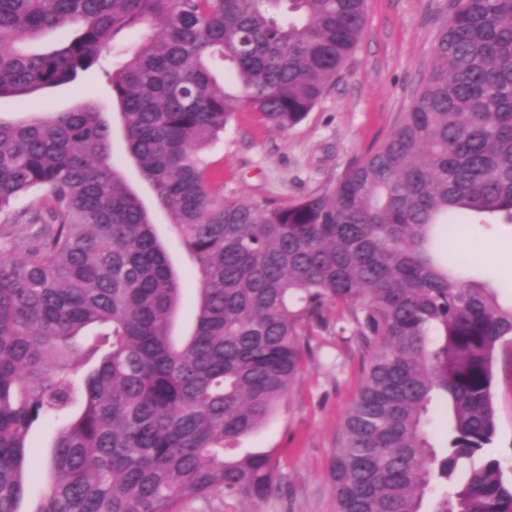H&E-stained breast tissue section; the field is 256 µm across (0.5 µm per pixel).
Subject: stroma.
<instances>
[{"instance_id":"stroma-1","label":"stroma","mask_w":512,"mask_h":512,"mask_svg":"<svg viewBox=\"0 0 512 512\" xmlns=\"http://www.w3.org/2000/svg\"><path fill=\"white\" fill-rule=\"evenodd\" d=\"M446 0H367L366 24L359 43L335 84L298 125L271 130L259 114L238 113L205 158L225 196H245L291 204L309 192L336 182L393 130L422 83ZM94 96L111 100L103 71L82 74L70 83L26 101L0 103V117L16 119L29 112H66ZM124 175L149 209L173 265L182 275L191 267L180 243L169 232L170 219L160 209L150 186L131 164ZM466 243L478 246L482 258L471 277L498 284L499 300L512 303V224H474ZM362 373L357 354L335 337L320 340L314 358L290 394L265 425L244 439L247 448L274 449L279 461L278 495L256 503L212 493L182 505V512H336L330 463L341 439V418L355 399ZM493 400L496 436L486 449L512 478V350L498 349L494 362ZM54 425H38L30 437L36 461L32 486L22 505L33 512L36 493L48 483L47 460Z\"/></svg>"}]
</instances>
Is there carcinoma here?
Here are the masks:
<instances>
[{"mask_svg":"<svg viewBox=\"0 0 512 512\" xmlns=\"http://www.w3.org/2000/svg\"><path fill=\"white\" fill-rule=\"evenodd\" d=\"M0 0V102L104 68L126 157L168 214L196 280L195 321L150 214L112 153L98 102L0 119V213L43 225L0 258V512L29 494L28 436L59 423L33 512H179L216 491L279 488L272 449L241 447L303 375L312 343L357 345L364 377L330 467L337 512H512L484 458L493 362L512 305L451 274L435 228L512 224V0H449L428 72L389 137L290 205L230 198L205 151L237 113L300 123L335 84L365 0ZM50 34L52 46L36 49ZM444 396L443 454L429 407Z\"/></svg>","mask_w":512,"mask_h":512,"instance_id":"obj_1","label":"carcinoma"}]
</instances>
